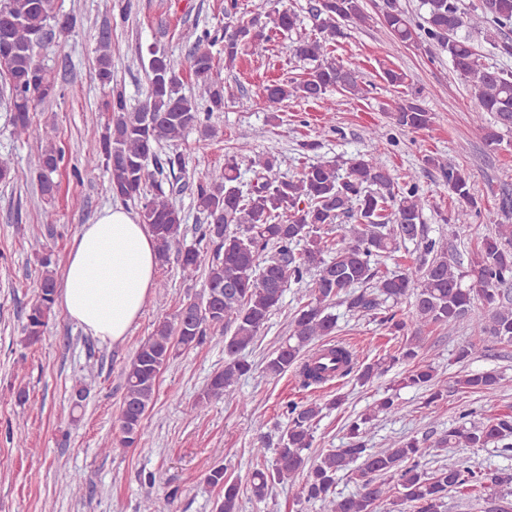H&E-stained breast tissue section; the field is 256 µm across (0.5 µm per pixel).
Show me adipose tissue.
<instances>
[{
	"mask_svg": "<svg viewBox=\"0 0 512 512\" xmlns=\"http://www.w3.org/2000/svg\"><path fill=\"white\" fill-rule=\"evenodd\" d=\"M157 265L146 225L123 205L104 207L76 233L56 302L87 334L122 342L153 292Z\"/></svg>",
	"mask_w": 512,
	"mask_h": 512,
	"instance_id": "ef3b65f1",
	"label": "adipose tissue"
}]
</instances>
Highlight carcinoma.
I'll use <instances>...</instances> for the list:
<instances>
[{"label":"carcinoma","instance_id":"carcinoma-1","mask_svg":"<svg viewBox=\"0 0 512 512\" xmlns=\"http://www.w3.org/2000/svg\"><path fill=\"white\" fill-rule=\"evenodd\" d=\"M422 8L424 14L416 22L398 8L396 0H384L383 21L402 42L422 36L448 53L481 110L493 116L494 126L484 129L483 140L496 148L501 144L499 129H512V71L483 62L472 35L476 30L489 33L498 55L512 58V38L501 33L512 26V0H479L471 13L461 8L459 0H422ZM237 10V0H226L224 26L218 34L207 29L200 32L196 26L182 32L181 38L191 47L189 70L195 84L191 96L181 93L180 78L167 52L156 45L148 47V90L135 107L112 86L110 23H104L98 35L96 75L109 88L104 103L108 121L97 151L74 168V174L81 180L100 169L108 172L112 196L140 204L142 223L154 237L159 263H166L175 250L184 279L205 276L203 294L182 304L173 317L157 321L151 336L122 369L118 434L102 443L104 452L138 445L159 374L181 353L203 345L216 328L230 331L224 341V369L211 377L202 400L223 398L224 391L251 371L243 352L293 285L307 284L310 299L295 311L288 336L266 361L264 372L277 377L294 367L303 388L352 374L364 385L381 375L387 363L408 364L411 369L403 384L424 390L427 406L440 400L443 393L436 385L434 368L416 362L420 337L409 333L410 326L397 312L386 309L387 302L396 304L406 297L414 299L418 327L464 323L474 336L512 342V302L504 303L503 291L512 285V224L495 225L467 261L448 257L447 250L425 238L419 184L409 176L403 185H394L387 167L373 154L351 159L343 175L337 163L314 159L294 180L277 173L276 151L271 148L249 159L256 181L246 190L232 156L223 168L198 178L191 187L195 208L206 220L195 231L199 241L214 246L213 256L195 244L184 245V217L173 201L178 187L162 175L184 172L186 157L177 150L161 156L157 146L163 141L174 145L193 129L205 137L216 136L209 120L211 113L224 110V81L210 46L224 44V68L230 69L244 49H256L273 36L297 28V15L287 9L267 15L264 23L257 16L245 22L237 17ZM311 14L318 36L297 39L292 53L312 68L300 82L275 81L263 87L261 99L269 112L280 111L291 98L321 100L331 88L352 96L364 93L359 74L331 55L344 35V23L363 25L369 20L361 0H316ZM76 24L75 16L54 12L53 0H0V95L12 112L14 136L40 143L34 165L49 236L54 235L53 174L63 155L53 129L32 121L37 105L56 95V85L37 62L38 50L46 41L65 42ZM393 121L404 131H418L430 126L432 114L411 99L398 104ZM428 162L437 163L461 208L478 210L466 172L433 157ZM345 214L355 217V223L344 228L336 241L326 239L322 226L336 223ZM407 241L423 244L421 275L408 269L381 272L380 258ZM37 260L38 295L22 329L28 344L40 341L47 330L59 288L52 252H37ZM476 299L483 304L481 313L473 310ZM337 302L353 315L378 321L405 342L374 364L360 362L359 355L341 343L323 342L336 329V317L329 309ZM458 385L492 401L501 392L503 378L494 371L469 372ZM400 411L394 397L379 399L372 412L348 424L347 447L310 464L305 451L313 445V424L322 406L312 401L287 403L283 415L288 428L278 446L272 449L264 442L254 449L260 466L249 477L251 495L262 501L274 485L302 476L300 497L320 503L326 512H377L397 485L403 489L400 502L410 504L414 512H441L450 491L512 488V469L453 462L430 474L422 467V459L436 456L445 446L485 448L512 438L511 412L475 423L463 411L458 424L427 448L414 437H402L377 450L368 447L378 414ZM349 469L360 492L339 496L337 475ZM394 480L395 486L391 485ZM205 481L224 491L216 512H240V485L225 479L224 466L210 468Z\"/></svg>","mask_w":512,"mask_h":512}]
</instances>
